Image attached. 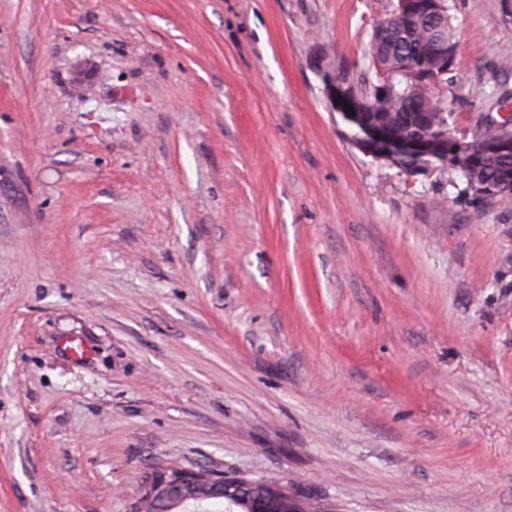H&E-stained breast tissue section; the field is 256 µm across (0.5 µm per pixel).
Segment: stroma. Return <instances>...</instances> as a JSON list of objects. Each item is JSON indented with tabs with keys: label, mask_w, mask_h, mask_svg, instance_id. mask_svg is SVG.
<instances>
[{
	"label": "stroma",
	"mask_w": 512,
	"mask_h": 512,
	"mask_svg": "<svg viewBox=\"0 0 512 512\" xmlns=\"http://www.w3.org/2000/svg\"><path fill=\"white\" fill-rule=\"evenodd\" d=\"M396 3L0 0V512H130L158 462L512 512V195L332 100ZM448 7L469 142L512 113V21Z\"/></svg>",
	"instance_id": "stroma-1"
}]
</instances>
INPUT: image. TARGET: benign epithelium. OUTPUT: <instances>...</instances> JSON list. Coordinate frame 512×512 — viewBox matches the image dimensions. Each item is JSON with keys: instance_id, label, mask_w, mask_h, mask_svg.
Masks as SVG:
<instances>
[{"instance_id": "obj_1", "label": "benign epithelium", "mask_w": 512, "mask_h": 512, "mask_svg": "<svg viewBox=\"0 0 512 512\" xmlns=\"http://www.w3.org/2000/svg\"><path fill=\"white\" fill-rule=\"evenodd\" d=\"M442 8V0H397L395 13L399 17L409 13L435 16L442 12ZM441 55L445 64L443 73L446 74L456 63L455 46L443 45ZM405 67L413 73L414 81L424 95L441 82L443 73L431 71L428 63L422 59L407 62ZM336 96L340 97L336 109L358 129L357 141L392 158L401 167L410 169L406 162L414 159L417 161L415 167L418 168L425 165L427 159L435 158L459 168L467 179L469 190L476 197L492 199L504 193H512V183L496 191L488 184L473 179L470 173L476 157L512 152L511 114L500 113V120L491 124L495 133L490 137L478 143H464L448 134L442 120L435 119L427 130L415 133L396 129L386 121L368 119L367 107L357 99L352 88L344 86L340 80L336 81ZM349 107L354 111L352 116L347 115ZM195 474L196 471L186 469L173 473L169 466L150 469L149 479L141 484L134 502V512H177L188 502L187 487L195 479ZM206 480L207 486L195 499V506L202 512H209L217 502L230 510L240 508L243 512H275L271 503L282 494L280 487L266 484L249 498L236 492V484L225 481L224 475L220 473L212 472Z\"/></svg>"}]
</instances>
